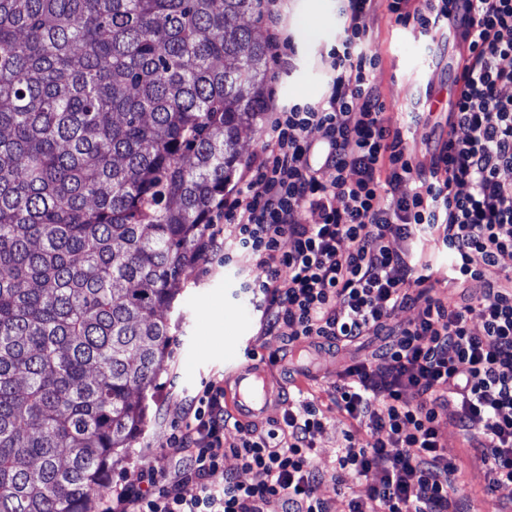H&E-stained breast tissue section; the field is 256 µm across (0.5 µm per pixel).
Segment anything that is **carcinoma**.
<instances>
[{
	"label": "carcinoma",
	"mask_w": 512,
	"mask_h": 512,
	"mask_svg": "<svg viewBox=\"0 0 512 512\" xmlns=\"http://www.w3.org/2000/svg\"><path fill=\"white\" fill-rule=\"evenodd\" d=\"M259 0H0V512H96L262 110Z\"/></svg>",
	"instance_id": "obj_1"
}]
</instances>
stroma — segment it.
<instances>
[{
  "label": "stroma",
  "mask_w": 512,
  "mask_h": 512,
  "mask_svg": "<svg viewBox=\"0 0 512 512\" xmlns=\"http://www.w3.org/2000/svg\"><path fill=\"white\" fill-rule=\"evenodd\" d=\"M388 4L389 0H378L369 19L367 47L377 56L372 79L381 91L385 110L392 122L401 126L408 113L420 109L425 100L445 102L452 97L459 45L453 27L446 25L423 34L398 23ZM339 5V0H281L280 29L292 35L297 60L291 71L270 63L266 96L274 104L315 102L326 93L331 76L328 53L344 35ZM249 273L250 263L241 256L228 264L216 259L207 265L195 262L189 266L178 299L164 313L170 342L149 400L147 423L132 448L124 451L122 461L102 477L99 497L110 495L115 485L138 482L146 468L173 475L174 462L166 440L180 420L185 402L201 385L225 378L224 352L234 342L252 346L260 358L275 353L287 360L298 352V345L289 344L287 337L262 335V313L246 290ZM379 345V340L372 338L361 345L317 353L314 376L308 382L324 398L326 428L316 440L314 457L326 476L317 494L332 512L339 507L332 477L339 468L338 446L348 424L325 395L337 370L369 357ZM485 486L483 469L467 462L459 475V495L471 512H512V487L489 496Z\"/></svg>",
  "instance_id": "1"
}]
</instances>
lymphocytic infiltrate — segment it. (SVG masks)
<instances>
[{"label": "lymphocytic infiltrate", "mask_w": 512, "mask_h": 512, "mask_svg": "<svg viewBox=\"0 0 512 512\" xmlns=\"http://www.w3.org/2000/svg\"><path fill=\"white\" fill-rule=\"evenodd\" d=\"M374 2L341 0L346 37L329 52L327 93L270 109L262 148L196 257H249L265 335L336 348L384 337L332 384L337 410L366 431L340 445L342 512H467L442 424L481 462L487 494L512 486V95L503 93L512 86V0H391L397 20L424 33L445 23L463 31L454 110L426 170L413 163L408 127L385 112L370 78L375 56L361 49ZM302 211L307 220L296 221ZM430 248L447 249V280L436 277ZM443 282L459 296L438 294ZM407 308L416 316L393 323ZM288 402L265 432L233 423L223 382H208L167 441L178 479L142 472L100 512H264L273 499L282 512H330L315 493L320 400L299 391ZM228 456L250 482L225 474L212 483ZM370 471L379 482L367 497L350 494Z\"/></svg>", "instance_id": "1"}]
</instances>
